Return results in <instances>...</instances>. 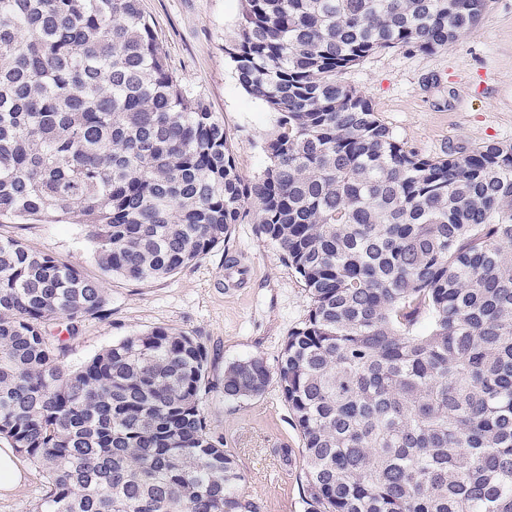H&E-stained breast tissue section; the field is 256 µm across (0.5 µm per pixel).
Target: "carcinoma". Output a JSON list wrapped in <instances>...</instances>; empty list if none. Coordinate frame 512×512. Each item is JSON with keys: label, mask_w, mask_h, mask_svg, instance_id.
I'll list each match as a JSON object with an SVG mask.
<instances>
[{"label": "carcinoma", "mask_w": 512, "mask_h": 512, "mask_svg": "<svg viewBox=\"0 0 512 512\" xmlns=\"http://www.w3.org/2000/svg\"><path fill=\"white\" fill-rule=\"evenodd\" d=\"M488 6L243 0L225 51L275 115L246 182L139 0H0V219L86 225L102 272L0 237V436L44 479L33 512H257L197 339L156 327L70 370L49 336L250 215L311 306L276 371L225 367L224 400L277 381L306 512H512V145L422 154L342 80L381 49L446 48Z\"/></svg>", "instance_id": "cac0c4a2"}]
</instances>
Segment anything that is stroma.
<instances>
[{"label": "stroma", "mask_w": 512, "mask_h": 512, "mask_svg": "<svg viewBox=\"0 0 512 512\" xmlns=\"http://www.w3.org/2000/svg\"><path fill=\"white\" fill-rule=\"evenodd\" d=\"M169 70L200 96L224 125L235 166L244 180L262 175L264 142L274 119L239 85L224 51L234 37L242 0H140ZM364 92L380 119L409 147L424 154L462 151L485 143L512 144V0H490L481 22L436 53L375 52L343 75ZM0 235L100 275L84 225L0 221ZM245 278L225 285L228 257ZM104 316L61 333L60 362L76 368L125 336L164 326L194 336L207 349L210 384L202 407L224 438L246 480L242 492L258 512H305L303 440L277 383L257 398L224 399V369L261 357L276 368L289 333L310 306L301 279L252 219L232 225L224 242L177 273L148 282L116 278ZM24 481L0 496V512H33L45 493L43 478L23 462Z\"/></svg>", "instance_id": "35a3bbf8"}]
</instances>
